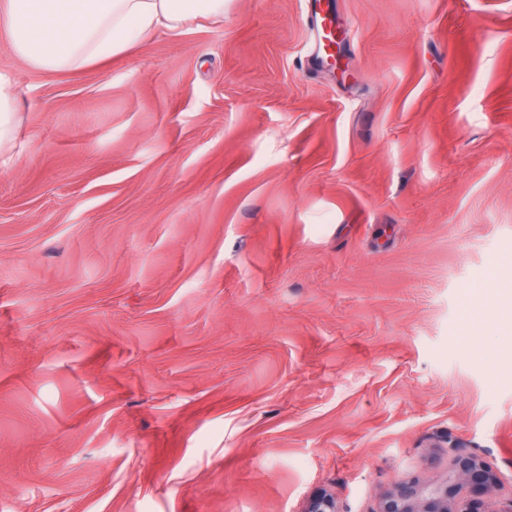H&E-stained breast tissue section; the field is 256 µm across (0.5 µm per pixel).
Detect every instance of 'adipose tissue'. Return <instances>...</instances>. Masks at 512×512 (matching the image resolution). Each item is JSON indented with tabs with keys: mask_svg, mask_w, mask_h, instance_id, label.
<instances>
[{
	"mask_svg": "<svg viewBox=\"0 0 512 512\" xmlns=\"http://www.w3.org/2000/svg\"><path fill=\"white\" fill-rule=\"evenodd\" d=\"M224 17V0H8L4 36L31 66L74 71L126 53L157 32ZM18 83L0 75V157L18 130Z\"/></svg>",
	"mask_w": 512,
	"mask_h": 512,
	"instance_id": "ef3b65f1",
	"label": "adipose tissue"
}]
</instances>
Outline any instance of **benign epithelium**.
<instances>
[{
  "label": "benign epithelium",
  "mask_w": 512,
  "mask_h": 512,
  "mask_svg": "<svg viewBox=\"0 0 512 512\" xmlns=\"http://www.w3.org/2000/svg\"><path fill=\"white\" fill-rule=\"evenodd\" d=\"M449 469L454 482L423 484L415 478L401 479L385 492L375 512H512V498L491 511L487 497L499 485L496 471L475 452L448 448ZM303 512H339L336 499L325 490L310 496Z\"/></svg>",
  "instance_id": "1"
}]
</instances>
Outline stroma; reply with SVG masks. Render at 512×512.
I'll use <instances>...</instances> for the list:
<instances>
[{
	"mask_svg": "<svg viewBox=\"0 0 512 512\" xmlns=\"http://www.w3.org/2000/svg\"><path fill=\"white\" fill-rule=\"evenodd\" d=\"M328 3L338 71L303 0L0 38V512H374L452 444L512 497V0ZM224 19V0H8L4 38L31 66L74 71L159 31ZM18 83L0 75V157L9 154L16 142L18 130Z\"/></svg>",
	"mask_w": 512,
	"mask_h": 512,
	"instance_id": "35a3bbf8",
	"label": "stroma"
}]
</instances>
